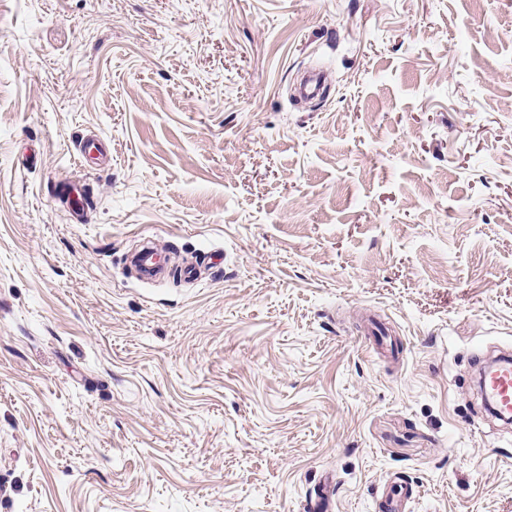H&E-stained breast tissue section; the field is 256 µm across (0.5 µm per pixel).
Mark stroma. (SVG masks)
<instances>
[{
  "label": "stroma",
  "mask_w": 512,
  "mask_h": 512,
  "mask_svg": "<svg viewBox=\"0 0 512 512\" xmlns=\"http://www.w3.org/2000/svg\"><path fill=\"white\" fill-rule=\"evenodd\" d=\"M504 350L512 0H0V512H512ZM481 392L485 403L493 406L500 415L512 416V359L503 355L492 368L482 374ZM411 486L399 484L392 491L388 489L381 495V508L379 512H402L403 506L412 499Z\"/></svg>",
  "instance_id": "stroma-1"
}]
</instances>
